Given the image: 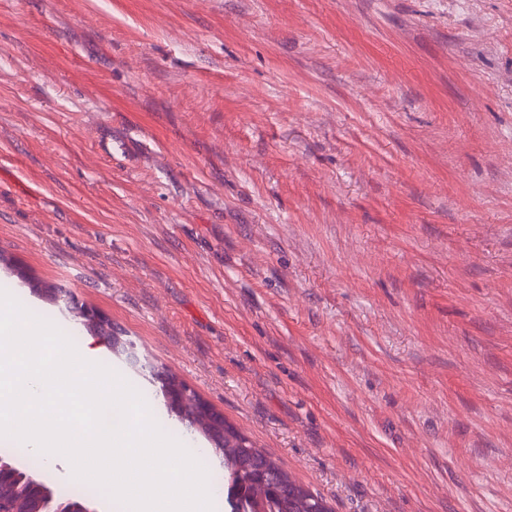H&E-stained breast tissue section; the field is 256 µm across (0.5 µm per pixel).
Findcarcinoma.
Instances as JSON below:
<instances>
[{
	"label": "carcinoma",
	"instance_id": "cac0c4a2",
	"mask_svg": "<svg viewBox=\"0 0 512 512\" xmlns=\"http://www.w3.org/2000/svg\"><path fill=\"white\" fill-rule=\"evenodd\" d=\"M224 512H331L327 502L296 483L281 464L257 448L238 428L224 423Z\"/></svg>",
	"mask_w": 512,
	"mask_h": 512
}]
</instances>
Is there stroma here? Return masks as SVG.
Instances as JSON below:
<instances>
[{
	"label": "stroma",
	"mask_w": 512,
	"mask_h": 512,
	"mask_svg": "<svg viewBox=\"0 0 512 512\" xmlns=\"http://www.w3.org/2000/svg\"><path fill=\"white\" fill-rule=\"evenodd\" d=\"M0 253L333 512H512V0H0Z\"/></svg>",
	"instance_id": "35a3bbf8"
}]
</instances>
